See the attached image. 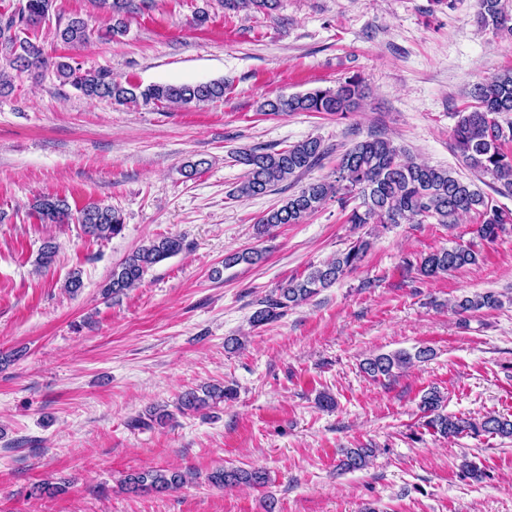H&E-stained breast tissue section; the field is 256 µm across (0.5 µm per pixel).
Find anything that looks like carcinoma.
I'll return each mask as SVG.
<instances>
[{
    "label": "carcinoma",
    "mask_w": 512,
    "mask_h": 512,
    "mask_svg": "<svg viewBox=\"0 0 512 512\" xmlns=\"http://www.w3.org/2000/svg\"><path fill=\"white\" fill-rule=\"evenodd\" d=\"M57 0H25L17 12L0 18V91L11 87L6 69L30 72L36 76L53 68L58 78L83 96L110 99L117 103H167L174 106L200 104L224 98L222 80L198 83H155L145 87L117 80L110 71L82 70L68 61H52L45 56L43 47L27 36V31L46 20L56 10ZM98 7L108 13L112 25L103 38L112 40L127 31L126 19L135 12L134 0H97ZM278 8V0H224V9L234 12L250 11L270 14ZM476 23L495 33L512 34L508 25L505 0H476ZM93 30L85 19L68 17L58 19L56 37L64 44L75 46L90 40ZM472 103L456 113L457 122L452 131L454 150L462 163L480 176H489L498 184L495 191L502 196H512V152L504 151L505 141H512V122L503 127L499 115L512 113V68L502 69L493 76L473 84L468 92ZM364 98L363 80L352 75L338 82L333 88H315L305 92L279 95L261 103L259 111L270 115L291 112H318L345 116L356 112ZM327 148L318 138H307L280 150L242 148L233 159L244 166L242 181L233 191L235 198H253L278 190L288 180L298 181L303 174L315 167L325 157ZM336 199L342 210L348 211L349 224H403L430 221L436 224H455L462 215L478 214V238L494 241L504 225L512 223V212L495 204L474 183L467 182L455 172L414 161L382 134L371 133L366 139L346 149L336 164V177L332 181L314 180L270 208L256 222V234L263 236L271 229L284 224H302L315 214L328 200ZM353 198L361 203L353 208ZM33 210L41 221L50 224H67L76 219L83 232L99 240H109L124 229L121 212L108 205H88L72 214L64 198L43 196L35 201ZM371 247L370 241L359 238L348 248L320 265L309 266L301 279L293 278L278 286L259 301V308L252 314L251 323L262 326L282 317L289 308L299 305L335 284L345 274L357 269ZM183 250V238L172 235L152 240L149 244L129 254L112 269L104 286L107 296L119 295L137 287L147 271L161 261ZM480 253L470 245L456 244L432 251L416 264L419 275L437 278L466 266L476 265ZM263 257L258 250L236 252L224 258V266L240 263L253 265ZM500 294L494 291L463 295L451 305L458 315L502 307ZM433 352L421 348L415 354L406 351L381 353L365 359L362 370L374 379L393 377L413 363L424 361ZM236 390L230 386L209 385L197 391L182 393L178 410L194 412L234 398ZM420 409L427 427L442 437L463 435H495L512 439V419L488 414L480 421L467 417L448 415L443 411V396L431 388L422 396ZM373 448H347L342 450L343 470H361L373 457ZM217 487L251 485L262 486L267 476L260 470L220 468L208 477ZM189 482L188 474L176 469H150L134 471L124 478L127 489H148L156 493L178 489Z\"/></svg>",
    "instance_id": "cac0c4a2"
}]
</instances>
